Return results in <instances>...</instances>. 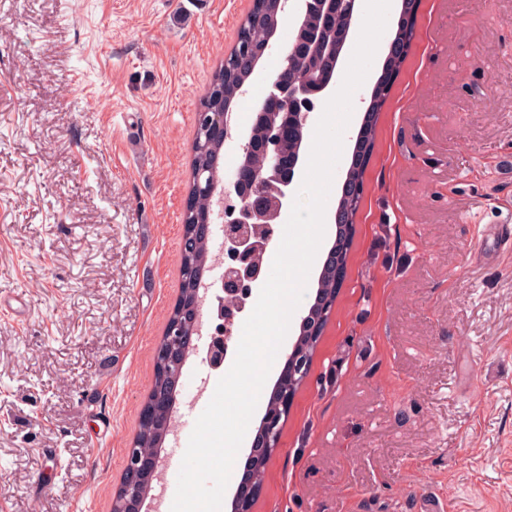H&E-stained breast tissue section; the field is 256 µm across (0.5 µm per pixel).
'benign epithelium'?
Listing matches in <instances>:
<instances>
[{
	"mask_svg": "<svg viewBox=\"0 0 512 512\" xmlns=\"http://www.w3.org/2000/svg\"><path fill=\"white\" fill-rule=\"evenodd\" d=\"M300 15V29H305L308 17L327 21L341 8L340 0H295ZM308 53L310 73H315L319 58L328 56L338 61L341 48L326 44L322 40V27L308 30L304 40ZM271 47V39L259 43H245L238 57L254 63ZM318 91L312 89L308 77L288 78V69H283L271 79L266 97L260 104L265 108L272 103L278 109L280 128L269 130L264 143L265 162L259 169L250 165L249 142L241 145L236 172L229 189H215L216 178L211 172L202 170L196 174L197 190L214 200L224 214V273L215 296L214 318L217 323L211 334L206 360L217 370L224 366L228 343L232 339L236 320L245 312L248 301L260 287L261 261L275 244L274 226L291 202L293 178L284 166L281 154V129L292 123L302 129L307 126L309 114L314 111ZM229 112H199L197 124L205 138L224 139L232 137ZM205 285L197 280L193 302L178 310L176 317L168 320L167 328L155 351V362L163 366L161 377L178 378L193 347V337L198 335L202 321L203 299L200 289ZM288 379L304 382L309 373L311 358L302 356L298 347L287 354ZM174 409L173 396L155 395L146 400L141 410V423L151 425L161 420L162 435L170 431ZM282 424L274 415L266 416L261 425V447L276 448L279 445ZM159 454L146 453L130 444L126 450V462L122 484L113 499L119 501L118 512H141L149 497L150 483L159 479L157 473Z\"/></svg>",
	"mask_w": 512,
	"mask_h": 512,
	"instance_id": "benign-epithelium-1",
	"label": "benign epithelium"
}]
</instances>
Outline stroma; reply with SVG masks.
Instances as JSON below:
<instances>
[{"label":"stroma","mask_w":512,"mask_h":512,"mask_svg":"<svg viewBox=\"0 0 512 512\" xmlns=\"http://www.w3.org/2000/svg\"><path fill=\"white\" fill-rule=\"evenodd\" d=\"M252 6L0 0V301L22 304L0 312V512H112L179 298L197 108ZM399 14L392 0L327 212ZM295 19L233 109L240 132ZM509 220L512 0H420L336 301L251 512H512V253L487 233Z\"/></svg>","instance_id":"stroma-1"}]
</instances>
